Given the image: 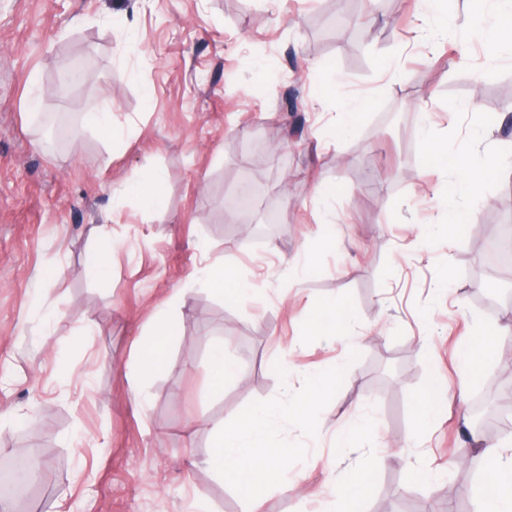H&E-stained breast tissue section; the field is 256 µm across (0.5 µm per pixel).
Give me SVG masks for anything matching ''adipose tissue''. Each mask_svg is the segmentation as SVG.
<instances>
[{
	"instance_id": "adipose-tissue-1",
	"label": "adipose tissue",
	"mask_w": 512,
	"mask_h": 512,
	"mask_svg": "<svg viewBox=\"0 0 512 512\" xmlns=\"http://www.w3.org/2000/svg\"><path fill=\"white\" fill-rule=\"evenodd\" d=\"M469 17L490 58H497L503 49L512 50V32L506 30L507 23H512V0H470ZM423 141L429 161L455 174L456 179L443 189V196L449 201L444 225L427 226L422 235L428 238L444 230L453 237L462 225L472 221L469 211L452 204L459 188H466L473 195L480 194L485 182L499 170L503 158L497 155L476 163L468 155L449 149L431 134H424ZM205 283L234 305L244 304L251 297L250 286L242 282L232 268L221 263L207 269ZM175 319L173 309L158 311L154 333L142 352V372L165 366L167 345L175 334ZM348 323V306L344 299L337 298L311 314L305 327L317 336H333L346 333ZM288 411L287 405L274 402L257 406L234 422H220L212 427L216 444L206 466L216 478L235 488L243 512H255L266 490L288 492L292 489L284 478L288 451L277 439L279 422L287 417ZM500 446V441L495 439L484 444L483 454L492 467L477 492L478 512H512V459L503 460Z\"/></svg>"
}]
</instances>
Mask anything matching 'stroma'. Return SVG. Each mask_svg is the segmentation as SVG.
<instances>
[{
    "mask_svg": "<svg viewBox=\"0 0 512 512\" xmlns=\"http://www.w3.org/2000/svg\"><path fill=\"white\" fill-rule=\"evenodd\" d=\"M455 23L422 37L418 0H385L366 30L325 0H0V455L39 451L33 512H242L205 459L210 424L301 389L306 373L344 363L320 402V434L293 420L294 491H267L257 512H326L349 474L368 467L365 512L420 502L475 512L484 467L475 459V398L512 366V285L493 309L479 300L487 239L512 225V168L458 206L474 222L454 243H425L444 207L447 171L418 133L426 111L450 148L495 154L512 143V56L489 59ZM77 57L90 73L64 95ZM275 65L267 81L255 73ZM334 73L340 96L369 107L342 139L316 87ZM475 109L449 111V102ZM111 106L108 141L89 104ZM69 116L67 140L43 144L42 113ZM162 176V208L131 192L144 169ZM259 187L250 226L225 202L240 178ZM338 186L330 203L318 189ZM112 232V274L87 267ZM224 262L254 293L225 302L199 277ZM449 287H438L440 277ZM341 297L357 337L306 335L304 320ZM177 314L170 365L142 374L140 356L163 304ZM495 332L481 381L467 382L461 342ZM224 343L239 377L212 392L208 354ZM288 361L289 378L274 366ZM447 388L429 429L412 410L431 378ZM365 422L350 447L341 427Z\"/></svg>",
    "mask_w": 512,
    "mask_h": 512,
    "instance_id": "1",
    "label": "stroma"
}]
</instances>
